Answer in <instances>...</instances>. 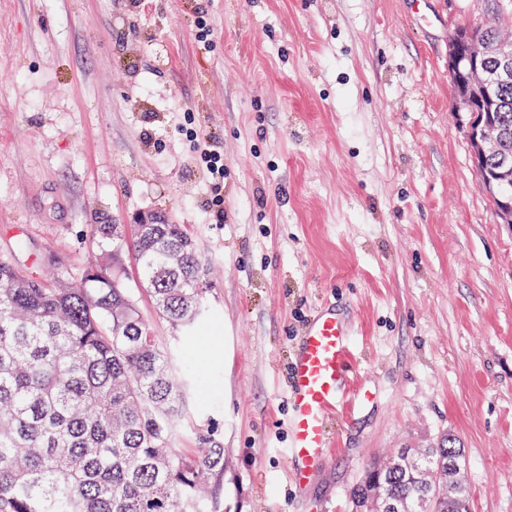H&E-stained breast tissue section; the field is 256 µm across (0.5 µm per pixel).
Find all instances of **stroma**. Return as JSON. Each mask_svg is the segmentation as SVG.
<instances>
[{"instance_id": "35a3bbf8", "label": "stroma", "mask_w": 512, "mask_h": 512, "mask_svg": "<svg viewBox=\"0 0 512 512\" xmlns=\"http://www.w3.org/2000/svg\"><path fill=\"white\" fill-rule=\"evenodd\" d=\"M499 15L512 0H0V254L78 270L86 225L184 226L210 289L175 445L223 444L218 512H350L373 461L446 436L472 512H512V224L448 74L451 28ZM325 302L370 399L298 489L284 369ZM209 144V148L203 149L200 153L201 160L206 163V166L209 167L211 174L215 176V179L218 181L214 184L215 190L218 191L221 186V179L224 182V163L221 158V154L217 148L219 146L216 145L215 139L211 137L207 141Z\"/></svg>"}]
</instances>
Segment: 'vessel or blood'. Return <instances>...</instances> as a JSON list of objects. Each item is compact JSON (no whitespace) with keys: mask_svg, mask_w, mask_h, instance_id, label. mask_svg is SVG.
<instances>
[{"mask_svg":"<svg viewBox=\"0 0 512 512\" xmlns=\"http://www.w3.org/2000/svg\"><path fill=\"white\" fill-rule=\"evenodd\" d=\"M351 332L344 318L324 308L306 327L287 366L292 408L288 454L295 485L311 483L333 445L330 420L337 410L368 401L356 391L350 363Z\"/></svg>","mask_w":512,"mask_h":512,"instance_id":"obj_1","label":"vessel or blood"}]
</instances>
